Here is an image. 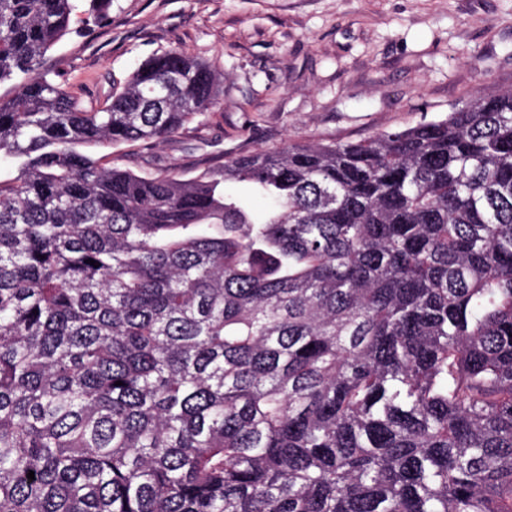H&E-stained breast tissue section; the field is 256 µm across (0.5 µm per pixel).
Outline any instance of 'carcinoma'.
Returning <instances> with one entry per match:
<instances>
[{"label": "carcinoma", "instance_id": "1", "mask_svg": "<svg viewBox=\"0 0 512 512\" xmlns=\"http://www.w3.org/2000/svg\"><path fill=\"white\" fill-rule=\"evenodd\" d=\"M75 2L0 0V512H512V89L138 175L81 147L224 83L170 49L82 106Z\"/></svg>", "mask_w": 512, "mask_h": 512}]
</instances>
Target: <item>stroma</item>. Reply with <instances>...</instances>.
I'll list each match as a JSON object with an SVG mask.
<instances>
[{
	"label": "stroma",
	"mask_w": 512,
	"mask_h": 512,
	"mask_svg": "<svg viewBox=\"0 0 512 512\" xmlns=\"http://www.w3.org/2000/svg\"><path fill=\"white\" fill-rule=\"evenodd\" d=\"M179 49L224 77L203 122L150 147H93L104 163L185 178L288 138L360 140L444 118L512 87V0H112L45 68L99 104L154 53Z\"/></svg>",
	"instance_id": "stroma-1"
}]
</instances>
